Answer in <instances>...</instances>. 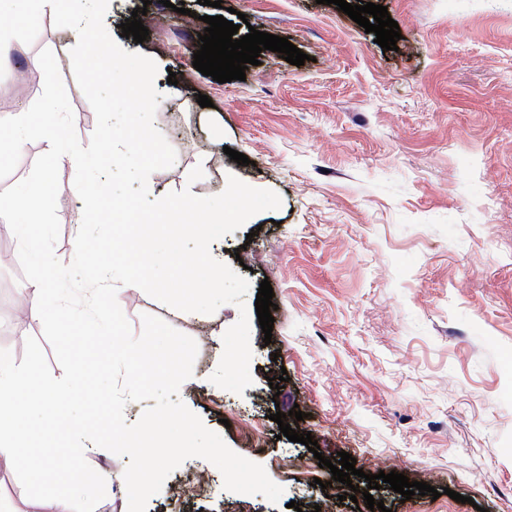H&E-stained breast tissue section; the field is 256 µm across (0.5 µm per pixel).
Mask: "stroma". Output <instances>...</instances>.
Segmentation results:
<instances>
[{
    "label": "stroma",
    "instance_id": "35a3bbf8",
    "mask_svg": "<svg viewBox=\"0 0 512 512\" xmlns=\"http://www.w3.org/2000/svg\"><path fill=\"white\" fill-rule=\"evenodd\" d=\"M400 27L396 49L319 0H110L104 25L119 45L152 58L160 102L156 128L176 152L173 166L149 183L166 194L191 189L214 196L234 175L279 194L281 206L260 212L219 238L212 250L230 267L245 265L252 286L244 306L269 280L275 310L271 337L251 325L252 384L243 394L209 381L222 337L240 306L213 314L184 313L145 292L118 289L133 333L142 314L157 316L198 346L193 375L180 399L227 446L264 467L283 494L224 487L221 472L192 457L151 496L146 512H368L350 499L319 458L352 454L364 473L375 460L439 490L438 499L403 500L389 487L373 490L390 512H512V0H378ZM197 19L186 23L173 7ZM146 6L144 42L120 28ZM244 13L239 35L256 29L287 38L308 54L304 65L262 51L245 80L226 83L193 65L205 17ZM19 45L0 66V118L27 111L43 91L35 71L50 49L81 144L95 113L69 62L76 40L61 15L16 16ZM176 84H168V76ZM209 96L211 106L197 102ZM248 156L238 165L229 150ZM47 144L25 143L15 171L0 179V206L38 178ZM202 166L204 176L189 182ZM76 168L59 170L55 254L73 260L83 203ZM16 237L0 234V349L22 359L27 337H42L37 311L13 314L26 290ZM288 378L270 388L267 377ZM297 403L319 453L280 437L270 416ZM89 465L106 480L95 512H127V458L87 445ZM208 478L194 496L175 487L194 474ZM327 489H320V482ZM467 503L456 502V495ZM0 512H43L27 497L12 467L0 464Z\"/></svg>",
    "mask_w": 512,
    "mask_h": 512
}]
</instances>
